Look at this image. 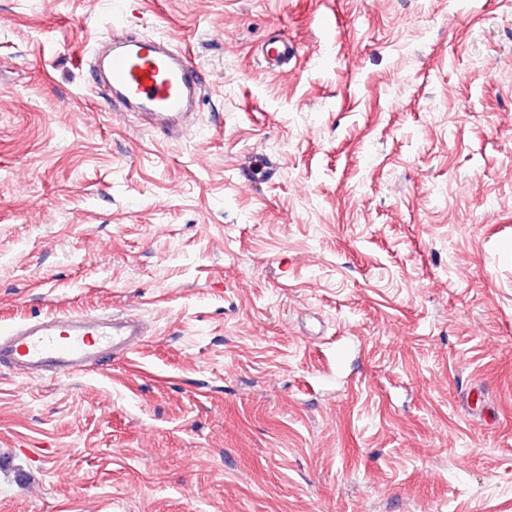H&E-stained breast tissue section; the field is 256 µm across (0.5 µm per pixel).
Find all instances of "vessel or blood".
Returning <instances> with one entry per match:
<instances>
[{
    "mask_svg": "<svg viewBox=\"0 0 512 512\" xmlns=\"http://www.w3.org/2000/svg\"><path fill=\"white\" fill-rule=\"evenodd\" d=\"M111 48L94 69L114 99L137 112L152 131L181 136L189 110L205 86L200 71L167 38H138L114 23L102 36ZM261 50L273 64L296 52L287 40L270 39ZM279 171L275 158L255 155L241 175L251 187L270 183ZM147 332L145 322L128 314H80L69 311L35 317L0 333V368L25 380L64 379L85 369L104 368L127 357Z\"/></svg>",
    "mask_w": 512,
    "mask_h": 512,
    "instance_id": "b4317fda",
    "label": "vessel or blood"
}]
</instances>
